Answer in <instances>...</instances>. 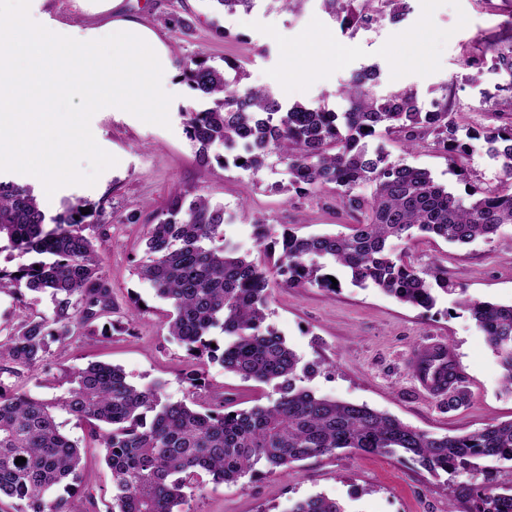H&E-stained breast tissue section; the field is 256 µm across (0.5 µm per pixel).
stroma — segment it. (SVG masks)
Wrapping results in <instances>:
<instances>
[{
  "instance_id": "1",
  "label": "stroma",
  "mask_w": 512,
  "mask_h": 512,
  "mask_svg": "<svg viewBox=\"0 0 512 512\" xmlns=\"http://www.w3.org/2000/svg\"><path fill=\"white\" fill-rule=\"evenodd\" d=\"M47 14L80 28L110 23L119 14L136 17L159 36L171 60L203 53L215 65L227 58L239 61L248 85L271 88L286 108L322 105L343 111L339 86L353 73L374 66L380 73L377 94L410 88L426 110L448 96L463 124L478 131L512 120L498 112L512 100L507 88L512 76L486 64L476 70L463 65L467 58L480 57L488 44L512 38V0H407L397 21L357 29L341 28L321 0H304L295 12L271 9L257 0L251 11L233 14L213 10L207 0H123L119 11L98 14L84 12L76 0H48L42 10L30 12L37 22ZM313 49L321 55L314 73L283 72L286 53L303 56ZM170 93L166 128L128 113L95 114L91 122L96 141L117 158V165L104 171L94 186L60 188L45 211L51 218L76 199L103 203L110 229L100 246L102 268L112 283V318L122 321L124 332L92 340L75 335L65 349L52 350L37 370L5 375L6 383L48 399L59 393L67 371L105 362L122 367L134 385L159 380L172 400L191 399L183 380L186 352L167 334L170 306L137 274L146 259L145 226L175 195L195 191L223 205L231 217L226 234L244 252L254 248L252 224L258 217L274 218L302 235L341 232L350 223L332 193L289 200L278 193L277 185L287 179L283 165L273 163L256 173L202 167L180 114L193 97L179 83L171 84ZM374 145L390 160L428 170L460 194L471 184L496 188L501 178L499 163L481 140L457 166L434 149L403 153L386 134ZM395 248L415 266L446 267L453 287L466 289L474 298L512 303V225L491 242L461 247L420 237ZM336 277V290L277 288L269 302L268 324L302 363L319 366L304 387L322 397L368 405L436 435L470 433L492 418L512 420V393L502 388L497 359L469 314L455 310L452 296L440 294L436 306L424 311L379 289L353 286L344 272ZM438 337L451 344L467 392L466 403L454 410L447 399L427 397L407 367L416 345ZM205 379V394L226 395L237 409L251 408L271 392L268 386L225 372L217 362L207 363ZM83 456V489L97 504H106L111 471L104 451L93 445ZM472 478L465 472L435 478L411 462L340 451L306 459L288 472L260 470L239 485L207 486L182 510L287 512L293 502L321 493L340 502L346 512H448L457 485ZM485 478L480 474L473 479L481 483Z\"/></svg>"
}]
</instances>
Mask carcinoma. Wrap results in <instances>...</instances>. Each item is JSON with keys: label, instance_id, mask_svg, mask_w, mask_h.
<instances>
[{"label": "carcinoma", "instance_id": "carcinoma-1", "mask_svg": "<svg viewBox=\"0 0 512 512\" xmlns=\"http://www.w3.org/2000/svg\"><path fill=\"white\" fill-rule=\"evenodd\" d=\"M343 28L368 26L402 15L405 0H322ZM492 65L512 74V44L494 47ZM182 76L196 98L209 106L182 109L188 139L201 162L258 171L269 159L286 166L288 181L277 191L298 197L334 193L336 206L353 216L349 232L300 235L284 225L272 235L270 220L253 221L255 254L243 253L224 234V206L202 194H179L156 222L146 225L148 261L139 277L166 301L168 334L185 349L191 370L184 381L195 390L205 366L218 362L244 381L275 385L276 397L248 410H233L228 399L172 401L163 384L136 387L116 365L92 362L70 371L67 387L50 398H35L0 379V505L10 512H89L91 495L79 488L84 465L81 443L105 448L112 472L109 512H182L181 506L208 483L235 485L262 464L288 471L312 457L338 450L377 453L419 464L438 476L460 469L484 474L512 461V420H491L464 435L435 436L365 404L318 397L296 385L317 364H301L285 340L266 325L273 288L316 286L332 289L329 276L344 269L356 286H373L412 307L431 309L434 290L449 287L447 270L420 269L395 250L393 241L429 235L454 244L491 240L512 225V124L472 132L448 109V94L422 111L415 92L374 93L377 73H355L339 90L345 108L295 105L283 109L266 88L243 84L237 61L224 66L199 57L182 65ZM395 136L406 151L433 147L453 160L483 139L489 156L501 162V184L458 194L425 169L388 160L372 151L368 139L378 131ZM465 138H459V132ZM236 142L238 154L209 155L216 145ZM244 163H238V160ZM88 208L84 215L81 209ZM105 212L77 199L46 224V216L28 185L0 182V242L19 254L42 259L14 271L0 268V292L26 289L47 294L53 315L27 316L0 336V375L36 370L51 352L65 348L74 325L90 335H108L122 327L94 323L112 313V285L102 272L98 238L108 236ZM222 246H215L216 242ZM455 304L470 313L503 370L512 392V304L459 296ZM224 333L214 344L212 330ZM448 372V409L465 400L456 370ZM75 419L84 441L61 431L57 413ZM26 458L18 465L15 460ZM458 497L472 512H512V478L501 483L461 484ZM288 512H346L324 495L296 502Z\"/></svg>", "mask_w": 512, "mask_h": 512}]
</instances>
